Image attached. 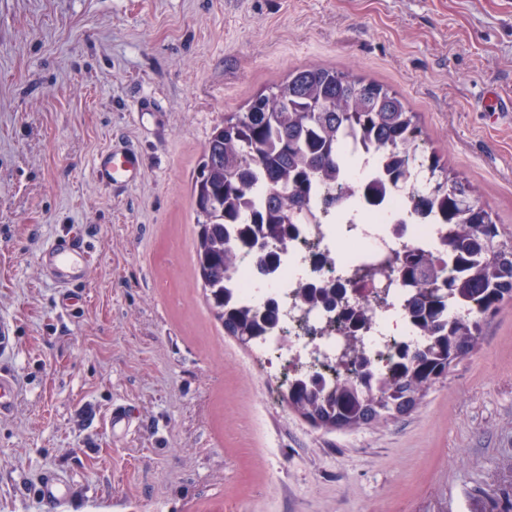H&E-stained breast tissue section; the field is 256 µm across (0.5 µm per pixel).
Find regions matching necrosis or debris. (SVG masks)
<instances>
[{
    "label": "necrosis or debris",
    "mask_w": 512,
    "mask_h": 512,
    "mask_svg": "<svg viewBox=\"0 0 512 512\" xmlns=\"http://www.w3.org/2000/svg\"><path fill=\"white\" fill-rule=\"evenodd\" d=\"M311 210V218L298 225L276 268L260 269L255 252L240 251L227 286L232 302L259 311L273 301L279 308L277 324L255 346L264 361L286 367L294 378L321 376L331 389L352 367L337 322L345 305L368 308L358 334L375 372L387 370L396 349L423 346L425 338L407 313L408 289L388 275L366 281L347 299L314 307L302 300L305 288L334 287L355 267L383 265L388 256L409 247L422 246L440 255L446 247L432 217L411 215L405 199L394 192H384L376 204L360 203L351 212L335 193L324 191Z\"/></svg>",
    "instance_id": "1"
}]
</instances>
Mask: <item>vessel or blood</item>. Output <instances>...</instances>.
Masks as SVG:
<instances>
[{
	"label": "vessel or blood",
	"mask_w": 512,
	"mask_h": 512,
	"mask_svg": "<svg viewBox=\"0 0 512 512\" xmlns=\"http://www.w3.org/2000/svg\"><path fill=\"white\" fill-rule=\"evenodd\" d=\"M142 170L141 160L131 150L109 149L95 161V174L106 184L135 182ZM92 260L82 232L70 231L49 239L41 249L43 275L57 291V305L66 311L82 300L81 286ZM17 399V385L11 373L0 371V416L11 412ZM43 512H56L70 494L67 478L50 474L39 484Z\"/></svg>",
	"instance_id": "b4317fda"
}]
</instances>
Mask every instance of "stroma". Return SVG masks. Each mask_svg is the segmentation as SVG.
I'll use <instances>...</instances> for the list:
<instances>
[{
	"label": "stroma",
	"mask_w": 512,
	"mask_h": 512,
	"mask_svg": "<svg viewBox=\"0 0 512 512\" xmlns=\"http://www.w3.org/2000/svg\"><path fill=\"white\" fill-rule=\"evenodd\" d=\"M309 64L398 92L512 240V0H0V512H512V302L410 413L312 426L211 312L192 180L226 115ZM143 158L129 186L96 155ZM82 228L84 302L39 254ZM134 408L129 431L104 424ZM17 393L14 376L9 372L0 371V417L11 412ZM41 505L44 512L56 511L70 494V482L58 474L46 475L39 484Z\"/></svg>",
	"instance_id": "35a3bbf8"
}]
</instances>
